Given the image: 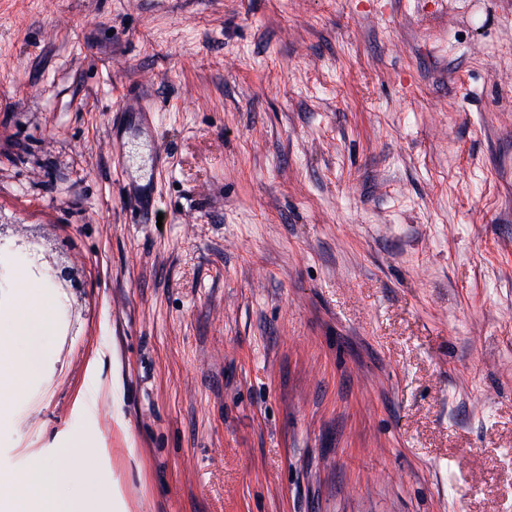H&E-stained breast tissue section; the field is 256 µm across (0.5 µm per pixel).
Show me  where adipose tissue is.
<instances>
[{"label":"adipose tissue","mask_w":512,"mask_h":512,"mask_svg":"<svg viewBox=\"0 0 512 512\" xmlns=\"http://www.w3.org/2000/svg\"><path fill=\"white\" fill-rule=\"evenodd\" d=\"M16 301L11 309L0 312V335L35 343L50 330L54 310L50 300L32 290L25 277L15 284ZM85 443L73 439L70 446L51 457L35 458L28 469L7 477L18 489L11 512H86L80 499H59L56 488L68 485L75 470L85 462Z\"/></svg>","instance_id":"obj_1"}]
</instances>
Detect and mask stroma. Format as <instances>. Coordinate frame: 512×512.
I'll list each match as a JSON object with an SVG mask.
<instances>
[{
  "label": "stroma",
  "mask_w": 512,
  "mask_h": 512,
  "mask_svg": "<svg viewBox=\"0 0 512 512\" xmlns=\"http://www.w3.org/2000/svg\"><path fill=\"white\" fill-rule=\"evenodd\" d=\"M26 238L0 473L78 435L101 512H512V0H0ZM15 288L14 305L8 311L0 312V337L33 344L50 330L53 306L48 298L32 290L22 275L17 278ZM8 369L12 378L8 384L0 386V402L3 399L17 396L23 392V381L36 369L33 358L24 360L21 357L13 356L8 350H0V373L2 369Z\"/></svg>",
  "instance_id": "1"
}]
</instances>
